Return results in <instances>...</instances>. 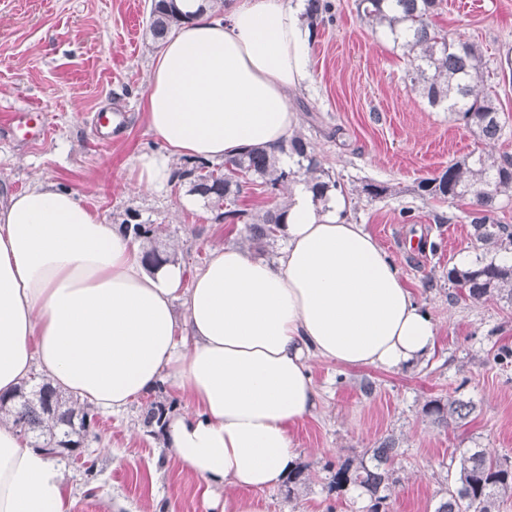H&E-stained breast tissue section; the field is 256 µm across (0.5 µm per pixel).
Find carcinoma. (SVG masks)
I'll return each mask as SVG.
<instances>
[{
	"mask_svg": "<svg viewBox=\"0 0 512 512\" xmlns=\"http://www.w3.org/2000/svg\"><path fill=\"white\" fill-rule=\"evenodd\" d=\"M437 6L438 0H357L360 18L411 58L410 80L421 86L428 105L462 122L481 141L494 142L502 136L506 121L496 94L484 84L482 54L474 44L459 36L451 37L432 23ZM330 10L329 0H305V14L312 19ZM182 19L175 0H152L148 20L152 41L163 43ZM281 154L297 157L298 170L303 171L314 200H325L328 190L338 187L337 182L328 179L320 160L301 136L292 137L276 153L251 147L219 166L205 162L182 170L178 178L189 181L191 192L206 199L222 218L242 223L247 237L261 243L276 236L285 209H269L255 219L246 210L236 208V202L250 180L260 178L277 190L297 177V170L280 166ZM417 188L429 199L450 203L468 199L474 206L471 237L482 255L465 269H449L448 281L471 301L496 297L512 303V263L502 258L512 253V225L495 218L501 198L512 193V157L505 155L491 161L483 152L473 151L437 175L419 181ZM125 230L149 243L145 254L148 266L171 260L172 252L154 244V225L127 223ZM17 398L14 404L1 401L0 413L12 418L13 424L37 445L71 453L89 447L95 436L94 416L76 399L47 381L29 391L21 388ZM473 410L472 402L452 396L428 404L429 414L448 426L465 421ZM397 456L395 443L384 440L366 450L357 465L336 468L332 482L338 489L349 485L361 489L371 502L369 512H379L396 483ZM511 490L512 464L508 459L493 457L482 448H467L460 452L456 477L435 512H496L498 497Z\"/></svg>",
	"mask_w": 512,
	"mask_h": 512,
	"instance_id": "obj_1",
	"label": "carcinoma"
}]
</instances>
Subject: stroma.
<instances>
[{"label": "stroma", "instance_id": "obj_1", "mask_svg": "<svg viewBox=\"0 0 512 512\" xmlns=\"http://www.w3.org/2000/svg\"><path fill=\"white\" fill-rule=\"evenodd\" d=\"M309 45L311 83L292 98L298 134L310 145L350 202L349 217L365 225L401 270L404 283L438 326L432 356L387 370L314 357L308 362L318 405L293 429L298 466L307 483L264 491V512H367L369 499L336 490L337 465L359 460L386 439L399 450L398 478L388 512H434L445 497L456 459L466 448L512 459V364L494 355L512 350V304L454 298L448 271L474 261L469 213L463 202L422 197L417 184L448 163L482 149L512 156V0H442L434 24L476 44L507 126L501 138L478 136L431 108L412 85L410 61L361 21L355 0H331ZM151 0H0V202L41 182L76 194L109 224H155L160 247L176 251L186 276L209 252L227 245L274 257L282 239L258 244L230 230L204 199L186 206L187 182L139 191L130 175L138 156L159 142L148 127L145 96L160 50L147 32ZM39 111L46 134L26 139L11 116ZM121 118L104 142L93 115ZM387 186L380 198L362 187ZM410 218H403V210ZM444 214L448 223H437ZM453 396L475 406L458 425L437 424L428 401ZM154 402H184L160 389L117 415H97L92 472L64 456L71 512H204L202 487L166 449L142 415Z\"/></svg>", "mask_w": 512, "mask_h": 512}]
</instances>
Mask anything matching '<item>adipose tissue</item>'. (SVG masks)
<instances>
[{"instance_id": "ef3b65f1", "label": "adipose tissue", "mask_w": 512, "mask_h": 512, "mask_svg": "<svg viewBox=\"0 0 512 512\" xmlns=\"http://www.w3.org/2000/svg\"><path fill=\"white\" fill-rule=\"evenodd\" d=\"M182 23L153 65L146 116L159 141L135 164L160 190L176 157L221 162L273 148L298 124L312 30L296 0H238L225 19L177 0ZM344 196L296 182L275 260L213 250L192 279L147 267L140 242L50 183L0 205V396L34 375L101 413L168 385L185 401L164 437L203 487L206 512H263L296 466L291 429L312 415L308 360L387 369L434 348L437 326ZM241 489L225 502V487ZM64 469L0 422V512H71Z\"/></svg>"}]
</instances>
